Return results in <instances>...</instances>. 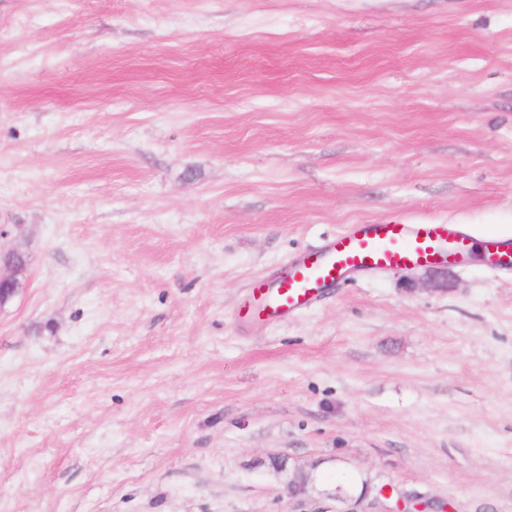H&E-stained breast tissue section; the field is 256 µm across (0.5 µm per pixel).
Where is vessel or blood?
Wrapping results in <instances>:
<instances>
[{"label": "vessel or blood", "mask_w": 512, "mask_h": 512, "mask_svg": "<svg viewBox=\"0 0 512 512\" xmlns=\"http://www.w3.org/2000/svg\"><path fill=\"white\" fill-rule=\"evenodd\" d=\"M475 236L462 224H354L315 253L287 263L273 282L259 285L256 313L280 319L317 300L337 280L355 273L436 261L469 259ZM484 258L512 266V239L486 238Z\"/></svg>", "instance_id": "obj_1"}]
</instances>
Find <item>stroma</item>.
Returning <instances> with one entry per match:
<instances>
[{"instance_id":"stroma-1","label":"stroma","mask_w":512,"mask_h":512,"mask_svg":"<svg viewBox=\"0 0 512 512\" xmlns=\"http://www.w3.org/2000/svg\"><path fill=\"white\" fill-rule=\"evenodd\" d=\"M386 223L512 234V0H0V512H512V270L245 314ZM23 255L15 249L0 250V309L26 286L28 263L17 264Z\"/></svg>"}]
</instances>
